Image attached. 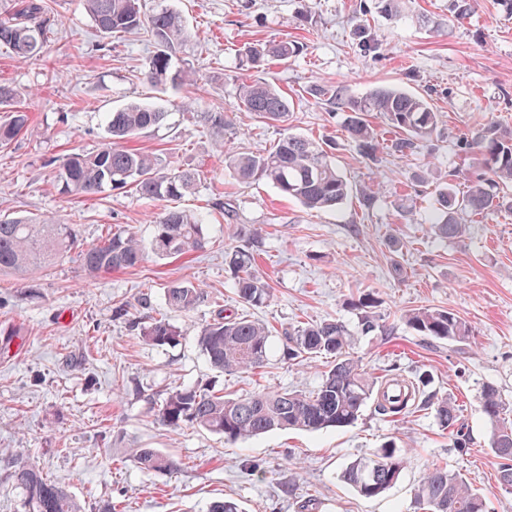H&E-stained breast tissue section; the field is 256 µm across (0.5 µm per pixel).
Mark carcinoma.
Masks as SVG:
<instances>
[{
    "mask_svg": "<svg viewBox=\"0 0 512 512\" xmlns=\"http://www.w3.org/2000/svg\"><path fill=\"white\" fill-rule=\"evenodd\" d=\"M95 29L107 38H121L145 31L155 51L144 63V78L155 88L186 89L196 85V72L177 54L191 37L182 15L162 7L144 16L137 0H84ZM60 20L51 16L48 0H6L0 7V46L22 62L43 56ZM300 52L294 40L255 43L244 50L240 63L257 71L272 60H286ZM314 96L346 112L344 130L359 150L371 159L384 151L409 157L420 144L436 134L441 115L423 97L393 87H378L361 97L344 95L331 85H318ZM236 95L246 111L274 123L288 121L293 104L278 87L260 80H236ZM171 112L144 102H130L107 113L112 142L88 153H72L51 163V174L65 194L92 196L107 189H134L140 196L175 202L195 189L190 171L171 173L153 153L129 146L132 140L166 124ZM381 118L391 137H381L371 117ZM200 121L217 131L218 150L224 152L225 168L241 183L263 179L289 199L308 209H333L350 193L346 178L336 168L331 145L283 133L262 152L240 151L224 145V132L231 124L222 112H203ZM30 115L20 109L0 119V148L10 145L29 126ZM466 148L481 157L482 173L460 194L450 183L439 190L435 212L426 223L443 241L457 239L466 223L480 222L501 209L512 210V195L499 196L494 188L512 184V128L488 123ZM206 244L202 216L169 207L158 217L149 244L123 226L90 245L81 243L74 224L27 216L0 220V272L25 276L38 268L48 269L71 252L89 277L140 265L146 251L160 257L188 256ZM253 248L238 245L224 250V266L230 287L245 306L261 307L270 289L255 271ZM207 300L198 284L176 281L164 287V304L175 312L190 311ZM356 311L357 328L367 336L380 331L376 300L364 294L350 301ZM404 324L420 336L467 344L474 328L447 308H415L401 315ZM141 337L156 346L174 344L180 331L168 320H154ZM350 330L339 320L301 323L286 332L288 359L306 361L323 356L329 369L320 385L309 392L296 390L257 391L229 397L220 391L178 386L165 393L154 411L158 421L171 429L192 424L224 442L234 444L276 430L319 431L355 423L370 399L378 414L395 419L419 406L434 411L440 427L447 430L453 446L469 447L471 437L461 421L459 406L446 397H422L425 378L398 375L381 383L368 376L359 359L349 352ZM270 330L246 315L219 311L202 326L196 342L209 365L224 373H240L264 366L270 349ZM482 410L491 429L490 445L504 460L499 483L512 489V405L499 390L486 385ZM139 468L172 473L180 467L174 457L154 448H132L126 454ZM405 456L389 443L370 457L350 462L342 471L343 481L360 496L374 499L399 479ZM6 479L21 490L29 512H82L78 501L50 481L34 463L20 454L7 460ZM415 503L425 512H489L486 495L472 488L460 475L443 467L428 469L415 490Z\"/></svg>",
    "mask_w": 512,
    "mask_h": 512,
    "instance_id": "1",
    "label": "carcinoma"
}]
</instances>
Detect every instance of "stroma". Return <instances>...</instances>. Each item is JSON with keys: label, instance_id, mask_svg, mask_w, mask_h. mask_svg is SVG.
Returning <instances> with one entry per match:
<instances>
[{"label": "stroma", "instance_id": "1", "mask_svg": "<svg viewBox=\"0 0 512 512\" xmlns=\"http://www.w3.org/2000/svg\"><path fill=\"white\" fill-rule=\"evenodd\" d=\"M61 17L35 64L15 61L0 48V80L21 93L31 124L0 149V217L35 214L75 224L84 243L112 225L133 227L150 239L164 202L126 188L93 197L60 191L48 167L110 137L104 112L135 100L171 109L166 126L134 140L162 154L172 171L199 175L182 208L205 219L208 245L179 258H148L141 265L86 279L76 257L32 272L25 285L0 274V451H20L80 502L83 512H204L208 503L234 499L242 512H296L313 494L319 512H415L414 488L426 471L444 467L488 494L491 512H512V491L500 488V460L489 445L481 407L484 385L512 403V212L471 224L457 240L437 239L428 225L408 223L397 209L413 197L427 214L437 186L465 184L477 173L466 140L488 121L512 126V17L493 0L455 20L448 0H404L401 15L379 12L376 0H140L149 14L164 4L180 12L193 34L182 59L197 72L194 109L174 111L181 94L156 90L137 71L151 47L146 34L107 40L98 36L83 0H48ZM366 11L372 49H364L354 18ZM291 39L302 52L258 72L294 102L289 132L335 144L336 166L354 188L378 195L372 209L349 197L336 209L311 211L280 196L263 181L238 183L197 120L201 112L227 113L231 148L270 147L282 130L239 104L233 82L238 53L256 41ZM352 96L397 86L424 96L442 123L437 135L410 157L372 161L345 135V112L316 98L315 85ZM232 201L234 215L219 209ZM254 233L257 271L271 294L262 307L238 302L224 269V251ZM401 273H394V266ZM189 280L209 300L187 312L164 306V287ZM377 297L389 335L355 333L347 304L362 292ZM267 324L271 350L257 370L225 375L202 356L196 335L218 308ZM449 308L476 330L472 344L436 341L399 324L407 309ZM165 317L181 333L172 345L144 342L140 332ZM338 319L351 327L349 351L375 377L425 373L426 395L455 401L472 443L453 448L433 411L395 421L366 406L351 426L316 432H273L225 443L190 425L172 430L150 410L170 387H212L233 394L315 389L326 369L318 358L299 366L284 348L286 329L301 322ZM395 442L406 457L396 485L366 499L346 485L351 461ZM154 448L177 458L172 473L123 462L127 447Z\"/></svg>", "mask_w": 512, "mask_h": 512}]
</instances>
